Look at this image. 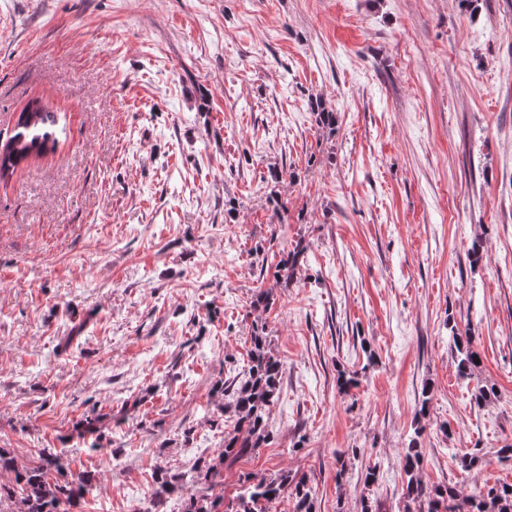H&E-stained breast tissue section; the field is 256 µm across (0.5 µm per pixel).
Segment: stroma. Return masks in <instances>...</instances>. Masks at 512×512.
Listing matches in <instances>:
<instances>
[{"label":"stroma","instance_id":"1","mask_svg":"<svg viewBox=\"0 0 512 512\" xmlns=\"http://www.w3.org/2000/svg\"><path fill=\"white\" fill-rule=\"evenodd\" d=\"M35 98L59 146L0 182V448L19 464L63 451L99 482L80 512H149L156 467L222 448L210 389L259 319L281 389L225 500L288 471L316 512L365 494L403 512L413 439L426 485L512 483V0H0L1 137ZM94 410L101 450L72 434ZM456 354L459 371L468 376L478 368L480 361L477 353L471 348V336H451Z\"/></svg>","mask_w":512,"mask_h":512}]
</instances>
